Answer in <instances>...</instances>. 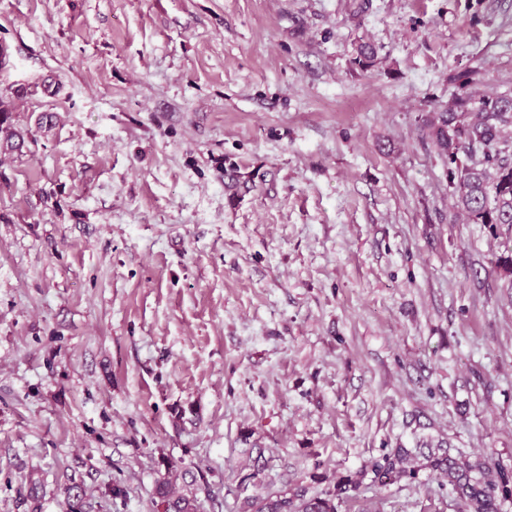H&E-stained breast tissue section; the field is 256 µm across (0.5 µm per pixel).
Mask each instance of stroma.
Listing matches in <instances>:
<instances>
[{
    "label": "stroma",
    "mask_w": 512,
    "mask_h": 512,
    "mask_svg": "<svg viewBox=\"0 0 512 512\" xmlns=\"http://www.w3.org/2000/svg\"><path fill=\"white\" fill-rule=\"evenodd\" d=\"M0 47V512L356 474L338 512H464L428 456L512 473V229L449 223L416 123L452 74L512 94V0H0ZM1 106V105H0ZM24 144L23 135L17 131L10 122L9 112L2 106L0 108V150L12 151L20 149ZM407 453H397L393 457H386L384 463H376L372 467L374 481L382 485L394 483L403 478H413L415 475L414 468L408 466L410 459Z\"/></svg>",
    "instance_id": "stroma-1"
}]
</instances>
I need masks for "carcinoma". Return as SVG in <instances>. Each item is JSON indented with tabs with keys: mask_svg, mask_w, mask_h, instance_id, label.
Listing matches in <instances>:
<instances>
[{
	"mask_svg": "<svg viewBox=\"0 0 512 512\" xmlns=\"http://www.w3.org/2000/svg\"><path fill=\"white\" fill-rule=\"evenodd\" d=\"M377 48L368 42L356 46L353 63L361 68L375 64ZM456 84L448 108L427 112L420 117L419 131L437 155L448 163V182L453 187L454 213L475 224L506 225L512 228V95L477 97L470 77L460 73L450 77ZM23 135L10 122L9 112L0 108V150L22 147ZM407 454L397 453L372 467L374 481L386 485L413 478ZM431 466L448 478L449 485L463 502L465 512H499L498 491L512 478L498 463L474 465L449 455L435 457ZM359 480L346 478L322 496L276 495L255 502L254 512H337L338 503L349 498ZM156 505L163 512H199L194 494H178L170 483L158 484Z\"/></svg>",
	"mask_w": 512,
	"mask_h": 512,
	"instance_id": "cac0c4a2",
	"label": "carcinoma"
}]
</instances>
